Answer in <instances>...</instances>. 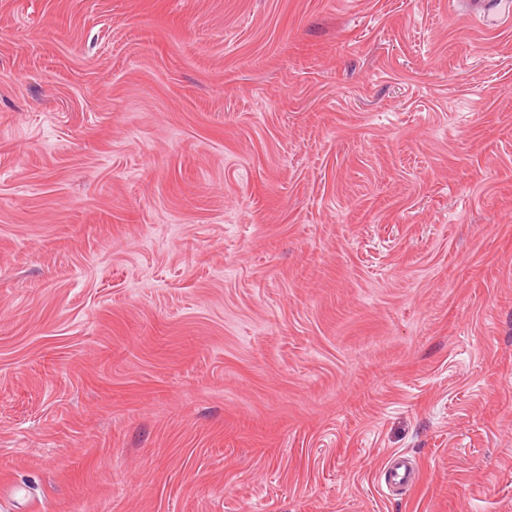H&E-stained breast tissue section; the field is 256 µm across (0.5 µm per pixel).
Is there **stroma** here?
Masks as SVG:
<instances>
[{"instance_id":"obj_1","label":"stroma","mask_w":512,"mask_h":512,"mask_svg":"<svg viewBox=\"0 0 512 512\" xmlns=\"http://www.w3.org/2000/svg\"><path fill=\"white\" fill-rule=\"evenodd\" d=\"M0 512H512V0H0ZM380 480L389 489L413 482L412 470L399 455L393 454L380 468Z\"/></svg>"}]
</instances>
